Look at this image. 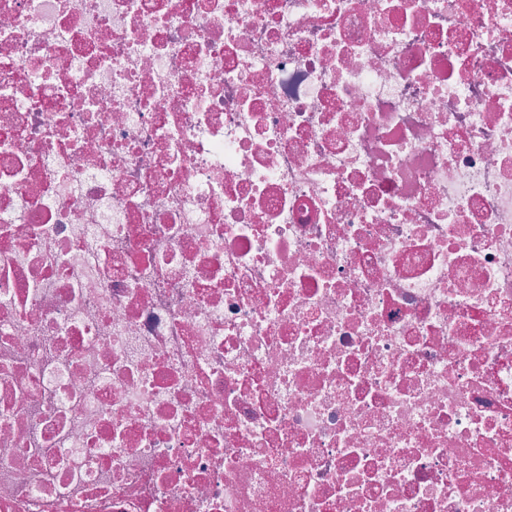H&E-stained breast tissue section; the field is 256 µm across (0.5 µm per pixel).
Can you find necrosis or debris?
Segmentation results:
<instances>
[{
    "mask_svg": "<svg viewBox=\"0 0 512 512\" xmlns=\"http://www.w3.org/2000/svg\"><path fill=\"white\" fill-rule=\"evenodd\" d=\"M0 512H512V0H0Z\"/></svg>",
    "mask_w": 512,
    "mask_h": 512,
    "instance_id": "necrosis-or-debris-1",
    "label": "necrosis or debris"
}]
</instances>
